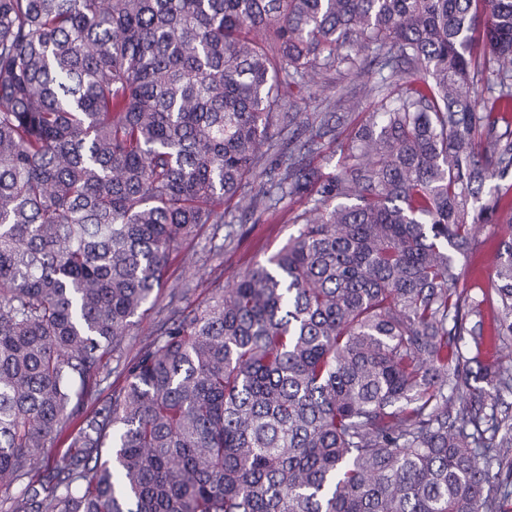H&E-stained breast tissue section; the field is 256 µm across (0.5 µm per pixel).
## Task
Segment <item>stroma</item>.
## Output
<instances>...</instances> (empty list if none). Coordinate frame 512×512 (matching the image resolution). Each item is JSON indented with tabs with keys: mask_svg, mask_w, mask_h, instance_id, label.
<instances>
[{
	"mask_svg": "<svg viewBox=\"0 0 512 512\" xmlns=\"http://www.w3.org/2000/svg\"><path fill=\"white\" fill-rule=\"evenodd\" d=\"M379 78L375 65H365L358 71L339 69L327 77L325 87L316 94L293 92L288 96L282 109L300 116L320 111L321 101L335 97L337 92L348 93V102H340L336 110L341 116L335 135L323 138L318 152L310 155L312 166L323 172H334L342 153L341 148L364 121L365 108L372 102L368 92ZM303 204L297 200H284L277 209L266 214L260 223L238 218L234 204H227L224 224H209L195 238L187 241L185 251L192 255V263L173 259L167 272V281L159 293L156 303L149 306L140 316L137 324L126 338L124 360H131L149 342L152 333L162 317L172 307L171 295L180 288H188L187 303L195 305L209 298L214 289L224 286L235 274L247 266L265 261L287 242L296 230L294 216L301 212ZM505 230L501 224L481 225L476 235V245L469 258L470 284L474 292H485L482 306L486 326H493L497 318V304L491 291L494 270L488 262L496 256V246Z\"/></svg>",
	"mask_w": 512,
	"mask_h": 512,
	"instance_id": "35a3bbf8",
	"label": "stroma"
}]
</instances>
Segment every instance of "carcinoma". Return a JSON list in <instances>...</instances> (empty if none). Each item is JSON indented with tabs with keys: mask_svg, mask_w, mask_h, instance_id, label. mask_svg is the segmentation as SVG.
Returning <instances> with one entry per match:
<instances>
[{
	"mask_svg": "<svg viewBox=\"0 0 512 512\" xmlns=\"http://www.w3.org/2000/svg\"><path fill=\"white\" fill-rule=\"evenodd\" d=\"M368 58L336 172L329 112L271 153L284 84ZM511 173L512 0H0V512H507L511 224L489 337L464 278ZM285 198L103 393L183 242Z\"/></svg>",
	"mask_w": 512,
	"mask_h": 512,
	"instance_id": "cac0c4a2",
	"label": "carcinoma"
}]
</instances>
